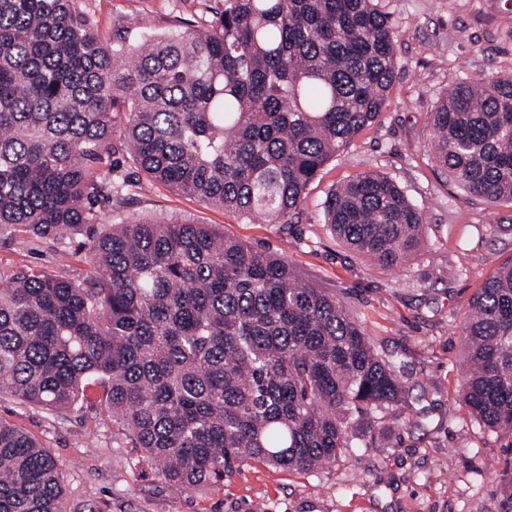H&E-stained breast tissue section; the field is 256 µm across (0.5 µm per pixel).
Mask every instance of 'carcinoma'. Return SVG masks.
Masks as SVG:
<instances>
[{"mask_svg": "<svg viewBox=\"0 0 512 512\" xmlns=\"http://www.w3.org/2000/svg\"><path fill=\"white\" fill-rule=\"evenodd\" d=\"M134 57L80 0H0V233L56 239L100 222L99 172L121 150L150 178L271 224L378 122L395 79L379 0H224ZM435 161L489 203L512 201V74L455 84L430 118ZM324 223L383 268L424 243L422 212L382 174L331 191ZM89 271L29 269L0 288V388L98 405L143 462L188 490L251 461L311 472L376 446L409 391L336 296L283 254L205 224L144 220L91 236ZM459 404L512 435V265L470 303ZM502 512H512V467ZM0 512H63L62 475L0 420Z\"/></svg>", "mask_w": 512, "mask_h": 512, "instance_id": "1", "label": "carcinoma"}]
</instances>
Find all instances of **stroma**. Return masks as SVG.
I'll return each instance as SVG.
<instances>
[{
  "instance_id": "obj_1",
  "label": "stroma",
  "mask_w": 512,
  "mask_h": 512,
  "mask_svg": "<svg viewBox=\"0 0 512 512\" xmlns=\"http://www.w3.org/2000/svg\"><path fill=\"white\" fill-rule=\"evenodd\" d=\"M395 32L397 74L379 122L331 158L289 225L210 208L147 177L126 154L101 166L123 185L99 201L107 223L177 219L206 224L285 254L300 277L336 295L397 375L427 422L396 408L383 416L377 447L313 473L250 462L224 484L191 491L140 461L141 452L104 410L63 413L0 391V419L34 436L55 458L64 512H501V474L512 438L479 424L460 406L462 328L488 276L512 262V201L470 195L437 165L429 115L454 84L512 74V0H381ZM101 38L170 31L175 18L215 21L207 0H81ZM397 182L419 208L427 238L404 265L384 269L331 235L326 193L365 173ZM87 238L0 239V272L67 267L85 276Z\"/></svg>"
}]
</instances>
